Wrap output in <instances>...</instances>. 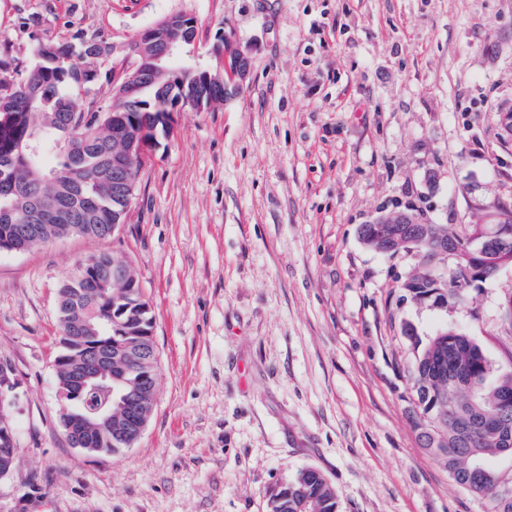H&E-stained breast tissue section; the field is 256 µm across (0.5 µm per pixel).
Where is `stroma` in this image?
I'll return each mask as SVG.
<instances>
[{"label": "stroma", "mask_w": 512, "mask_h": 512, "mask_svg": "<svg viewBox=\"0 0 512 512\" xmlns=\"http://www.w3.org/2000/svg\"><path fill=\"white\" fill-rule=\"evenodd\" d=\"M193 18L179 64L219 39L240 89L184 107L144 166L125 224L0 253V363L12 371L13 472L0 512H270L313 467L340 512H492L421 448L411 372L443 327L512 372V269L442 305L401 282L417 249L367 248L360 225L410 206L460 227L512 208V0H0V56L42 40L126 47ZM130 261L154 318V411L124 453L74 448L59 423L57 292L89 256Z\"/></svg>", "instance_id": "stroma-1"}]
</instances>
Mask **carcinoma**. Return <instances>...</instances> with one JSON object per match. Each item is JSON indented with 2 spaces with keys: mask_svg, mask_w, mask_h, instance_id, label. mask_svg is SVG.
Wrapping results in <instances>:
<instances>
[{
  "mask_svg": "<svg viewBox=\"0 0 512 512\" xmlns=\"http://www.w3.org/2000/svg\"><path fill=\"white\" fill-rule=\"evenodd\" d=\"M89 40L73 45L45 40L38 43L35 61L14 75L11 65L0 59V209L13 213L27 210L34 198L69 200L70 213L65 217L50 215L43 220L41 236L26 242L30 251L52 239L84 236L105 239L112 236V224L125 217L112 205V177H105L114 150L125 147L112 128V113L127 112L133 117L130 127L151 128L153 116L172 112L185 100H194L203 109L224 102V79L235 67L236 46L223 40L213 47L219 64L215 71H198L176 63L178 55L165 56L152 64L144 75L142 88L129 99L117 93L110 104L99 111L91 105L77 103L80 91L101 78V63L82 53ZM76 115L84 119L73 131L70 143L79 159L78 169L69 164V148L57 147L63 139L59 131L63 118ZM25 142L41 143L36 161L28 163L21 152ZM479 224L458 230L448 224L420 225L419 247L424 248L443 236L459 248L448 273L452 288L448 294L460 298L458 264L464 261L468 235ZM88 275L84 267L62 282L58 292L60 351L55 359L58 390L66 395L70 414L60 415L64 429H69L71 416L86 413L85 396L72 393L67 385L71 366L92 360L103 375H124V381L112 382V431L99 433V428L82 434L87 443L105 453L119 454L126 449L117 443L128 428L130 415L121 397L142 392V410L154 407L158 383V362L133 365L117 359L114 352L142 354L155 345L154 320L139 279L126 264L125 275L105 288H82ZM431 272L421 267L410 275L402 288L416 299L423 286L430 284ZM468 371L474 385L461 391L448 389V374ZM415 408L429 415L428 430L419 433L420 445L446 461L448 473L456 485L493 503V512H512V499L493 498L482 479L470 471L476 459L491 460L495 449L493 437L477 429L480 414H491L503 387L512 388V373L496 375L482 348L461 331L446 328L430 337L416 359L412 376ZM271 512H338V501L332 484L324 475L310 468L300 470L281 486L271 498Z\"/></svg>",
  "mask_w": 512,
  "mask_h": 512,
  "instance_id": "obj_1",
  "label": "carcinoma"
}]
</instances>
